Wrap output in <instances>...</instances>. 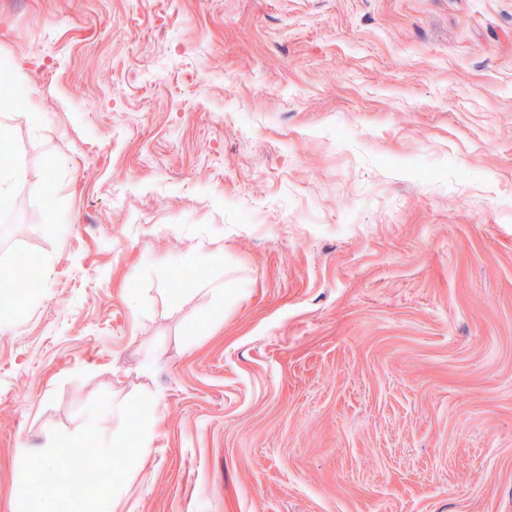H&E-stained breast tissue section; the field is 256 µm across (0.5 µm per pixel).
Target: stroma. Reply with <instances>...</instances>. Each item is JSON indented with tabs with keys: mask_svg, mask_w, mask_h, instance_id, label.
<instances>
[{
	"mask_svg": "<svg viewBox=\"0 0 512 512\" xmlns=\"http://www.w3.org/2000/svg\"><path fill=\"white\" fill-rule=\"evenodd\" d=\"M16 61L0 512L144 393L121 512H512V0H0ZM33 262L26 260L8 268L0 269V283L13 288H33L38 282Z\"/></svg>",
	"mask_w": 512,
	"mask_h": 512,
	"instance_id": "1",
	"label": "stroma"
}]
</instances>
